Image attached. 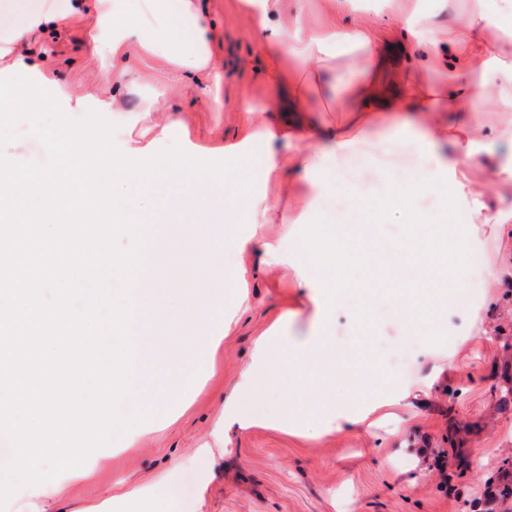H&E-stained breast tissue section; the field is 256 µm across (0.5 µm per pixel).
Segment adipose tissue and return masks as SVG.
I'll list each match as a JSON object with an SVG mask.
<instances>
[{
  "label": "adipose tissue",
  "instance_id": "obj_1",
  "mask_svg": "<svg viewBox=\"0 0 512 512\" xmlns=\"http://www.w3.org/2000/svg\"><path fill=\"white\" fill-rule=\"evenodd\" d=\"M278 2L240 0L265 40L269 57L266 78L278 92L282 114L276 126L259 128L253 106L245 105L240 139L245 145L257 139L302 144L299 153H267L256 164L268 180L278 179L290 165L299 167L303 176L287 184L282 194L249 199L247 208L254 223H271L284 205L300 216L313 209L321 195L313 173L329 162L349 159L361 140L387 138L388 122L397 115L402 118L399 132L434 158L435 167L430 177L383 200V207L411 215L415 193L447 184L456 205L470 216L469 226L457 236L441 234L435 225L413 219L397 254L377 245L370 224L315 228L306 258L293 265L299 294L289 309L295 315L305 303L313 304L311 332L288 340L280 333L283 320L278 317L270 330L259 334L251 361L241 370L224 404L223 426L243 431L266 425L293 430L301 419L313 416L318 420L316 434L324 435L369 425L377 410L410 395L408 386L392 376L374 393L337 397V377L358 388L377 369L368 348L336 342L331 315L341 295H358L360 304L354 316L359 321L366 318L371 302L365 281L343 279L341 268L354 262L365 272L374 263L391 266L388 299L404 327L421 336L441 335L451 314H458L466 323L480 314L477 305L467 311L453 308L466 291L457 262L477 246L478 225L512 223V203L495 202L490 195L473 190L464 181L461 168L481 159L489 165L495 185H512V126L489 135L466 120L448 125L444 115L467 109L475 97L512 106V55L503 48L505 40L512 38V0H498L495 18L484 11L482 0H470L463 18L450 27L447 44L434 46L428 74H409L401 66L405 41L426 34L415 19L410 0H386L387 10L400 22L396 30L350 23L342 11L345 0H322V30L300 28L291 33L274 23ZM76 11L72 0H49L35 9L28 23L14 29L11 42L21 43L30 28L44 22L64 29ZM93 17L100 33L92 44L94 52L118 57L134 41L162 58L173 80L215 71L208 29L194 0H137L131 19L118 11L112 0H93ZM311 86L329 87L321 109L341 112L340 121L317 126L305 118L302 105L305 90ZM283 384L294 400L279 415L266 420L243 413L242 399H263Z\"/></svg>",
  "mask_w": 512,
  "mask_h": 512
}]
</instances>
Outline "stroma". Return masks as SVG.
Wrapping results in <instances>:
<instances>
[{"instance_id": "35a3bbf8", "label": "stroma", "mask_w": 512, "mask_h": 512, "mask_svg": "<svg viewBox=\"0 0 512 512\" xmlns=\"http://www.w3.org/2000/svg\"><path fill=\"white\" fill-rule=\"evenodd\" d=\"M202 8L213 56L224 71L215 99L200 92L207 77L176 83L166 68L143 57L137 43L116 60L93 54L97 32L84 11L59 34L34 30L19 53L25 63L53 72L52 93L80 83L91 101H113L119 140L164 122L172 127L169 137L148 136L139 146L153 154L175 144L197 158L220 160L224 144L238 138L242 101L258 105L257 122L272 124L279 115L266 109L276 97L264 79L268 58L239 0H204ZM116 72L124 73L122 82L113 81ZM358 150L367 155V167L350 180L331 166L320 173L322 197L304 223L243 225V235L273 244L276 252L251 255L240 295L234 291L235 254L226 252L224 313L233 324L209 381L187 384L135 444L117 436L114 454L68 484L47 503V512H92L107 495L153 483L167 489L157 512H500L489 493L512 475V402L502 401L512 389V274H501L498 264L512 254V224L485 234L482 249L463 259L467 268L482 263L477 293L485 298L467 342L454 350L440 345L433 359L413 361L405 374L413 397L390 408L370 430L317 436L308 428L291 435L256 427L213 439L225 393L249 362L258 335L295 293L288 262L299 257L296 243L307 225L372 219L390 245L404 239L405 216L384 214L381 203L401 187V174L427 173L431 161L408 138L393 149L368 141ZM415 208L428 224L469 221L444 186L419 195ZM336 339L397 350L409 335L390 305L381 304L363 325L337 311ZM206 442L212 454L195 456ZM479 448L487 451L480 461L474 458Z\"/></svg>"}]
</instances>
